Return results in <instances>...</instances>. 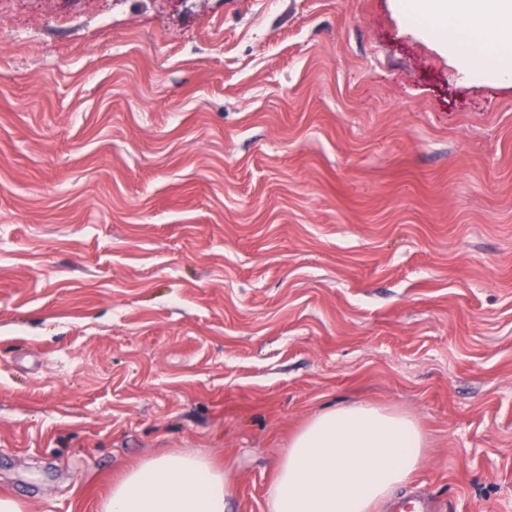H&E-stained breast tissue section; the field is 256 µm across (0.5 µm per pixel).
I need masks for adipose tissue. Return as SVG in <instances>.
<instances>
[{"label": "adipose tissue", "mask_w": 512, "mask_h": 512, "mask_svg": "<svg viewBox=\"0 0 512 512\" xmlns=\"http://www.w3.org/2000/svg\"><path fill=\"white\" fill-rule=\"evenodd\" d=\"M419 24L467 71L512 76V0H404ZM428 437L410 414L357 403L312 416L284 449L268 512H371L408 485ZM222 470L165 453L113 484L99 512H225Z\"/></svg>", "instance_id": "obj_1"}]
</instances>
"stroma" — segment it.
I'll use <instances>...</instances> for the list:
<instances>
[{"mask_svg":"<svg viewBox=\"0 0 512 512\" xmlns=\"http://www.w3.org/2000/svg\"><path fill=\"white\" fill-rule=\"evenodd\" d=\"M353 402L428 436L400 500L512 512V79L400 0H0V496L192 454L268 512Z\"/></svg>","mask_w":512,"mask_h":512,"instance_id":"stroma-1","label":"stroma"}]
</instances>
